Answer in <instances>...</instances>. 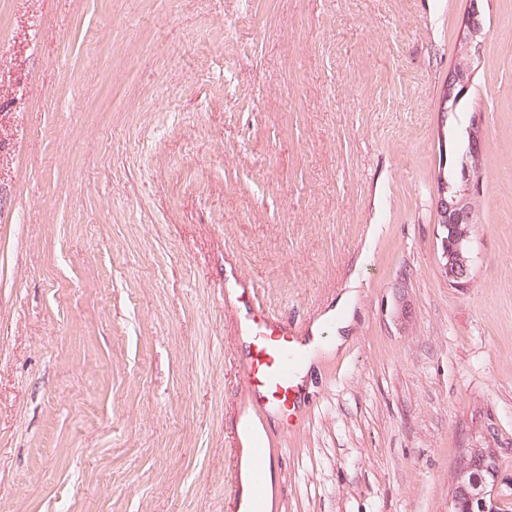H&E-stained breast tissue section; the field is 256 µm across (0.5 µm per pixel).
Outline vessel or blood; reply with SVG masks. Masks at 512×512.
Masks as SVG:
<instances>
[{
	"label": "vessel or blood",
	"instance_id": "vessel-or-blood-1",
	"mask_svg": "<svg viewBox=\"0 0 512 512\" xmlns=\"http://www.w3.org/2000/svg\"><path fill=\"white\" fill-rule=\"evenodd\" d=\"M224 305L234 318L243 358L244 392L237 416L240 452L251 469L245 491L236 492L232 507L239 512L247 495L265 493L268 480L257 463L275 456L269 428L272 421L291 422L305 393V376L312 346L321 345L326 317L296 327L274 317L258 302L252 282L228 267L224 277Z\"/></svg>",
	"mask_w": 512,
	"mask_h": 512
}]
</instances>
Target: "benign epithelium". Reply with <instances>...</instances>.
Returning <instances> with one entry per match:
<instances>
[{
	"instance_id": "benign-epithelium-1",
	"label": "benign epithelium",
	"mask_w": 512,
	"mask_h": 512,
	"mask_svg": "<svg viewBox=\"0 0 512 512\" xmlns=\"http://www.w3.org/2000/svg\"><path fill=\"white\" fill-rule=\"evenodd\" d=\"M470 9L464 17V28L469 37L482 31L480 0H469ZM471 80L470 66L462 58L448 74L444 87V110L456 108L468 91ZM469 155L476 162L481 154V130L472 123L468 131ZM474 193L468 165H463L453 183L441 179V191L437 202L438 225L443 229L441 238L442 276L449 285L463 288L471 275L469 241L473 228ZM500 469V455L494 448H469L455 462L453 467L450 512H488L487 497L495 486Z\"/></svg>"
}]
</instances>
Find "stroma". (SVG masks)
Returning a JSON list of instances; mask_svg holds the SVG:
<instances>
[{"mask_svg":"<svg viewBox=\"0 0 512 512\" xmlns=\"http://www.w3.org/2000/svg\"><path fill=\"white\" fill-rule=\"evenodd\" d=\"M0 0V512H227L224 255L273 314L353 310L272 461L277 512L512 498V0ZM483 138L468 287L439 176ZM470 66L466 58H461L457 66L448 74L444 87V110H454L460 99L468 91L471 80ZM483 475L473 474L476 469ZM500 469V455L494 448H467L453 467L450 512L488 511L487 497L494 489Z\"/></svg>","mask_w":512,"mask_h":512,"instance_id":"1","label":"stroma"}]
</instances>
